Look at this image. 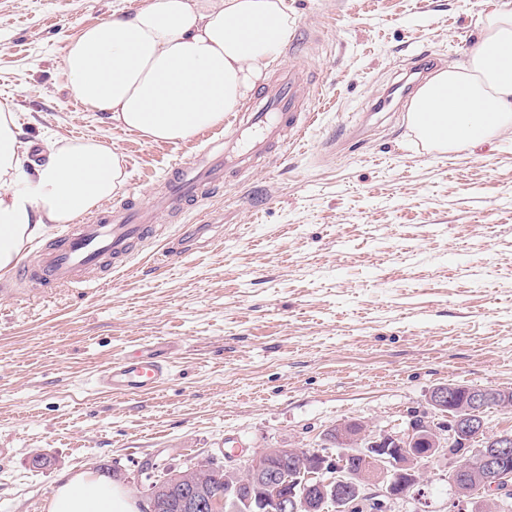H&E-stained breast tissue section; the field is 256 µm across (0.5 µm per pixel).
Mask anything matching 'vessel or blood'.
Returning a JSON list of instances; mask_svg holds the SVG:
<instances>
[{
	"instance_id": "vessel-or-blood-1",
	"label": "vessel or blood",
	"mask_w": 512,
	"mask_h": 512,
	"mask_svg": "<svg viewBox=\"0 0 512 512\" xmlns=\"http://www.w3.org/2000/svg\"><path fill=\"white\" fill-rule=\"evenodd\" d=\"M429 64L428 55H415L407 78L391 86L380 109L402 111L415 80L428 74ZM313 94L297 71H280L257 94L246 123L218 136L192 160L167 170L161 189L147 202L114 205L69 225L55 244L41 252L35 266L18 270V278L82 287L92 283L97 272L127 268L135 245L155 238L160 215L197 205L229 174L249 169L282 148L284 129L303 135L314 119L307 106ZM167 373L164 361L132 354L112 361L99 384L114 392L135 394L157 388Z\"/></svg>"
}]
</instances>
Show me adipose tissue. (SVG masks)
I'll return each instance as SVG.
<instances>
[{
  "label": "adipose tissue",
  "instance_id": "ef3b65f1",
  "mask_svg": "<svg viewBox=\"0 0 512 512\" xmlns=\"http://www.w3.org/2000/svg\"><path fill=\"white\" fill-rule=\"evenodd\" d=\"M476 48L417 92L408 119L446 154L512 133V9L481 16ZM293 26L283 0H150L84 28L64 47L70 94L149 141L182 142L222 125L263 81ZM18 117L0 106V275L51 225L72 223L123 185L117 148L47 139L31 161ZM47 512H139L101 475L60 477Z\"/></svg>",
  "mask_w": 512,
  "mask_h": 512
}]
</instances>
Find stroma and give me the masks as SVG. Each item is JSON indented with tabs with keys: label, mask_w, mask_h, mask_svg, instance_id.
I'll return each instance as SVG.
<instances>
[{
	"label": "stroma",
	"mask_w": 512,
	"mask_h": 512,
	"mask_svg": "<svg viewBox=\"0 0 512 512\" xmlns=\"http://www.w3.org/2000/svg\"><path fill=\"white\" fill-rule=\"evenodd\" d=\"M148 2L0 0V105L31 143L116 146V203L148 200L197 142L91 114L64 46ZM283 2L294 27L267 77L296 62L317 85L303 143L162 217L106 286L0 277V512H44L62 474L102 466L141 500L148 466L322 448L342 419L403 427L440 384L512 385V137L441 154L406 113L373 109L415 54L465 61L479 14L512 0ZM131 353L166 358L160 386L98 387ZM231 439L241 454H225Z\"/></svg>",
	"instance_id": "obj_1"
}]
</instances>
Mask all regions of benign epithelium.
<instances>
[{"label":"benign epithelium","instance_id":"7a95c632","mask_svg":"<svg viewBox=\"0 0 512 512\" xmlns=\"http://www.w3.org/2000/svg\"><path fill=\"white\" fill-rule=\"evenodd\" d=\"M455 387L441 384L428 395L435 413L452 419L451 427L432 420L410 421L401 430L370 432L356 420L336 423L343 451L318 453L308 462L294 456L292 448H267L248 461V475L213 459L184 471L168 469L149 484L145 512H163L175 505L179 512H220L225 494L248 504L252 492L261 494L266 512H326L325 505H339L351 497L375 496L384 503L425 497L427 464L447 453L448 442L475 443L478 464L474 469L448 467L453 500L448 512H489L512 492V475L505 464L512 455V437L487 430L484 409L492 401L512 408V387H465V401L453 405ZM224 477V485L204 483L201 472Z\"/></svg>","mask_w":512,"mask_h":512}]
</instances>
